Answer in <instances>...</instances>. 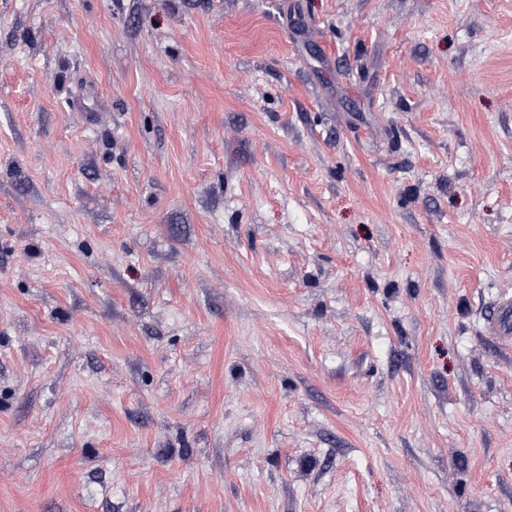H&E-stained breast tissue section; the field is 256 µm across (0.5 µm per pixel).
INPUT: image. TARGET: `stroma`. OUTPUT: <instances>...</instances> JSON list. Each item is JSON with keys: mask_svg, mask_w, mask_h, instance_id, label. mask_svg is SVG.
Masks as SVG:
<instances>
[{"mask_svg": "<svg viewBox=\"0 0 512 512\" xmlns=\"http://www.w3.org/2000/svg\"><path fill=\"white\" fill-rule=\"evenodd\" d=\"M512 0H0V512H512ZM488 330L493 336L511 341L512 296L503 294L497 301L493 313L487 319Z\"/></svg>", "mask_w": 512, "mask_h": 512, "instance_id": "obj_1", "label": "stroma"}]
</instances>
